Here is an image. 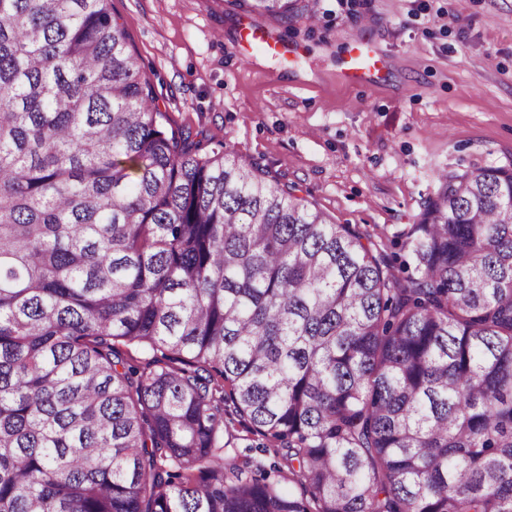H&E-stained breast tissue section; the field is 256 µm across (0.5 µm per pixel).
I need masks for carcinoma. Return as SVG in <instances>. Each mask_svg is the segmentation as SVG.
<instances>
[{"instance_id":"carcinoma-1","label":"carcinoma","mask_w":512,"mask_h":512,"mask_svg":"<svg viewBox=\"0 0 512 512\" xmlns=\"http://www.w3.org/2000/svg\"><path fill=\"white\" fill-rule=\"evenodd\" d=\"M166 122L109 0H0V512H512V168L392 235ZM224 420L226 421V423L231 421V424H229V429L230 432L233 434V438L229 448H231L232 446L234 448H238V450L242 454V457H240L239 459H244L243 455L250 454L251 456L261 458L264 461L267 468H269L270 464L275 460L273 453H263L260 452L258 449H255L256 446H262L259 444H262L264 441H262L257 436L247 434V432L245 431L246 429L242 424L238 422L237 419L229 420L228 417H224ZM247 446H253L251 452L245 451V447Z\"/></svg>"}]
</instances>
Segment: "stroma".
Instances as JSON below:
<instances>
[{"label": "stroma", "mask_w": 512, "mask_h": 512, "mask_svg": "<svg viewBox=\"0 0 512 512\" xmlns=\"http://www.w3.org/2000/svg\"><path fill=\"white\" fill-rule=\"evenodd\" d=\"M170 128L223 141L339 224L416 223L443 167H512V0H315L283 23L238 0H110ZM254 21L294 63L239 55ZM380 82L341 77L349 44ZM384 57L368 42L358 40L349 46L342 69L345 82L366 86L383 77Z\"/></svg>", "instance_id": "1"}]
</instances>
